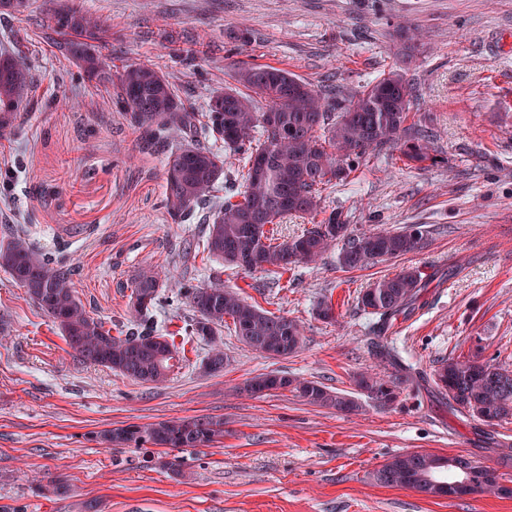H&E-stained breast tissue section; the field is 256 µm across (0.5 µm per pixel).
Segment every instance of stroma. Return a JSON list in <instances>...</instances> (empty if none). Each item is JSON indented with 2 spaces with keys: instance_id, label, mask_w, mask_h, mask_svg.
Here are the masks:
<instances>
[{
  "instance_id": "35a3bbf8",
  "label": "stroma",
  "mask_w": 512,
  "mask_h": 512,
  "mask_svg": "<svg viewBox=\"0 0 512 512\" xmlns=\"http://www.w3.org/2000/svg\"><path fill=\"white\" fill-rule=\"evenodd\" d=\"M0 12V50L20 47L31 82L27 111L0 137V241L26 234L63 254L87 310L126 330L130 286L143 270L168 272L153 316L180 360L155 386L83 363L60 331L0 269V512H512V497H427L384 487L373 471L406 452L466 456L498 468L512 455V420L486 426L438 394L441 360L481 353L512 370V0H31ZM99 27L105 64L163 73L203 108L235 86L238 70L283 68L353 99L394 65L398 29L420 40L406 66L417 97L409 124L432 133L437 164L411 168L399 150L369 155L327 188L321 216L342 213L353 234L425 225L419 251L346 271L336 250L285 272L247 273L208 254L203 216L234 187L241 165L203 216L174 223L163 207L172 136L160 146L115 105L111 85L77 77L48 30L60 4ZM427 286L388 333L399 361L371 345L361 291L402 268ZM221 278L247 302L297 320L303 344L273 359L225 324L224 367L207 371L210 346L190 335L181 284ZM336 320L317 319L320 302ZM368 372L408 374L381 407L354 383ZM287 374L356 396L343 414L288 391L249 396L261 374ZM196 416L224 420L206 448L108 446L106 431ZM60 482L65 493L46 491Z\"/></svg>"
}]
</instances>
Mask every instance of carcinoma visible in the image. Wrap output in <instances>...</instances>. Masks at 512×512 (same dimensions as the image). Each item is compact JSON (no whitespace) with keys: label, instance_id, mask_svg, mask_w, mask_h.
Listing matches in <instances>:
<instances>
[{"label":"carcinoma","instance_id":"obj_1","mask_svg":"<svg viewBox=\"0 0 512 512\" xmlns=\"http://www.w3.org/2000/svg\"><path fill=\"white\" fill-rule=\"evenodd\" d=\"M53 32L63 36L57 47L80 69L81 78L117 89L116 105L146 132L173 133L191 144L171 154L166 163L165 206L177 224L224 179L226 158L243 163L239 188L224 198L212 215L206 249L248 272L286 271L311 262L328 249H338L340 268L354 271L375 262L420 250L427 230L412 224L398 231L353 235L339 213L315 222L300 235L275 241L265 230L288 215L316 216L321 192L348 179L369 154L400 148L409 162L435 161L430 135L407 124L415 87L395 66L367 84L350 103L329 97L285 69L272 66L241 71L236 81L249 93L226 88L211 96L204 111L185 104L158 71L127 65L106 68L100 59L97 22L74 6L54 11ZM29 73L17 50L0 52V133L7 134L27 109L24 99ZM266 102L257 111L254 97ZM203 132L218 148L200 147L192 140ZM0 268L26 290L29 298L60 330L68 346L85 363L101 365L145 384L164 382L178 357L177 347L157 328L151 312L166 287L160 273L143 271L132 283L129 326L119 335L92 316L76 295L71 267L60 257L14 235L0 242ZM426 281L422 272L407 267L373 282L359 299L376 317L377 329L417 300ZM193 309L191 333L214 340L230 319L235 336L271 357L295 353L302 343L296 320L275 315L244 300L216 278L207 286L185 284ZM408 378L389 380L362 376L357 387L380 406L393 404ZM434 383L448 396L451 407L487 426L512 419V370L474 353L465 359L442 361ZM291 390L307 404L353 413L358 402L326 386L287 375L258 376L246 390L258 394ZM224 437V419H175L149 425H128L104 434L107 442L160 448L209 447ZM372 477L385 487H406L428 497L462 498L475 492L512 496V486L499 473L488 477L485 467L457 456L451 459L421 452L395 455Z\"/></svg>","mask_w":512,"mask_h":512}]
</instances>
